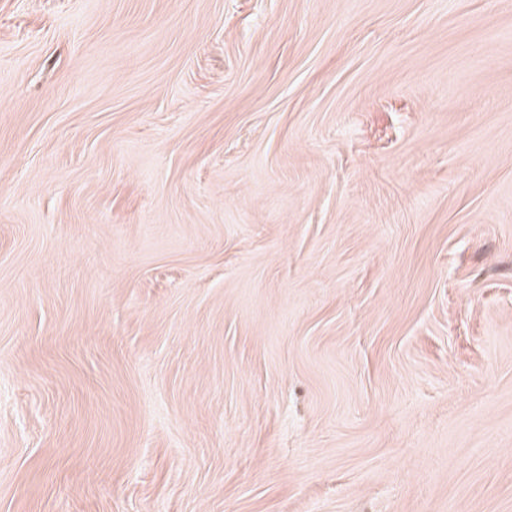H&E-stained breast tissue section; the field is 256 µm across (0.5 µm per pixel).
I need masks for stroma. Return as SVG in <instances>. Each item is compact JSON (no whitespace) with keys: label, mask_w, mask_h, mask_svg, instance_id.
Wrapping results in <instances>:
<instances>
[{"label":"stroma","mask_w":512,"mask_h":512,"mask_svg":"<svg viewBox=\"0 0 512 512\" xmlns=\"http://www.w3.org/2000/svg\"><path fill=\"white\" fill-rule=\"evenodd\" d=\"M0 512H512V0H0Z\"/></svg>","instance_id":"obj_1"}]
</instances>
